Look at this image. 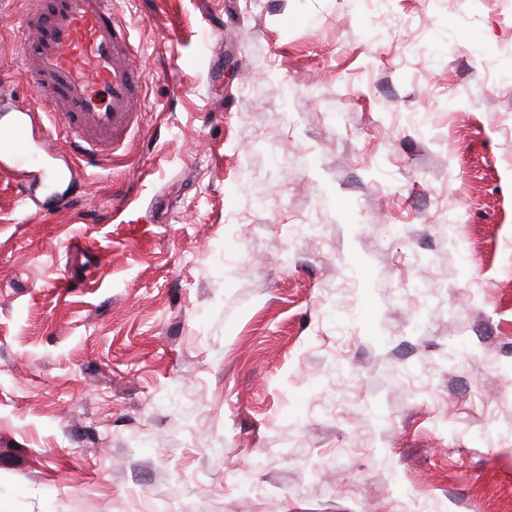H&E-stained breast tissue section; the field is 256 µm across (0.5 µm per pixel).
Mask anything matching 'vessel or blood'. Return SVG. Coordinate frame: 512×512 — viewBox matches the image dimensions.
Listing matches in <instances>:
<instances>
[{"label": "vessel or blood", "mask_w": 512, "mask_h": 512, "mask_svg": "<svg viewBox=\"0 0 512 512\" xmlns=\"http://www.w3.org/2000/svg\"><path fill=\"white\" fill-rule=\"evenodd\" d=\"M122 0H24L19 40L24 75L36 100L18 99L0 83V174L11 176L23 206L66 167L71 186L134 131L143 75L133 62L132 26Z\"/></svg>", "instance_id": "1"}]
</instances>
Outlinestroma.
Masks as SVG:
<instances>
[{
	"instance_id": "35a3bbf8",
	"label": "stroma",
	"mask_w": 512,
	"mask_h": 512,
	"mask_svg": "<svg viewBox=\"0 0 512 512\" xmlns=\"http://www.w3.org/2000/svg\"><path fill=\"white\" fill-rule=\"evenodd\" d=\"M125 12L86 199L0 174V512H512V0Z\"/></svg>"
}]
</instances>
